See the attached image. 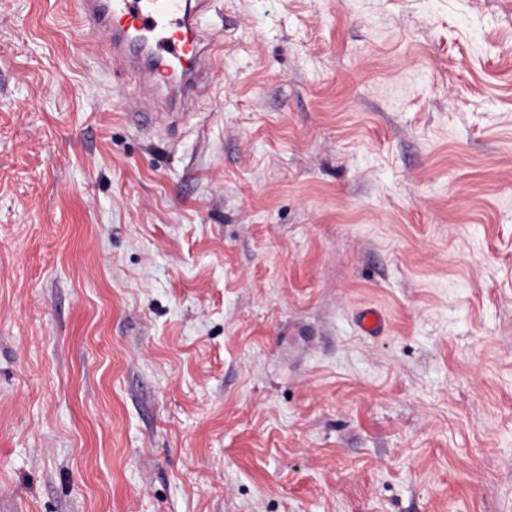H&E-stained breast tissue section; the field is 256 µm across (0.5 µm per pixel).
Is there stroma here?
<instances>
[{
    "mask_svg": "<svg viewBox=\"0 0 512 512\" xmlns=\"http://www.w3.org/2000/svg\"><path fill=\"white\" fill-rule=\"evenodd\" d=\"M205 24L147 129L0 0V512H512V0Z\"/></svg>",
    "mask_w": 512,
    "mask_h": 512,
    "instance_id": "35a3bbf8",
    "label": "stroma"
}]
</instances>
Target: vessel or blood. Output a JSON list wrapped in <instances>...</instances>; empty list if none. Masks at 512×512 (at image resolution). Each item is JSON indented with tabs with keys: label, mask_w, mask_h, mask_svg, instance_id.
I'll use <instances>...</instances> for the list:
<instances>
[{
	"label": "vessel or blood",
	"mask_w": 512,
	"mask_h": 512,
	"mask_svg": "<svg viewBox=\"0 0 512 512\" xmlns=\"http://www.w3.org/2000/svg\"><path fill=\"white\" fill-rule=\"evenodd\" d=\"M85 29L106 38L116 76L135 75L130 117L178 121L206 94L218 47L203 19L212 0H77Z\"/></svg>",
	"instance_id": "vessel-or-blood-1"
}]
</instances>
